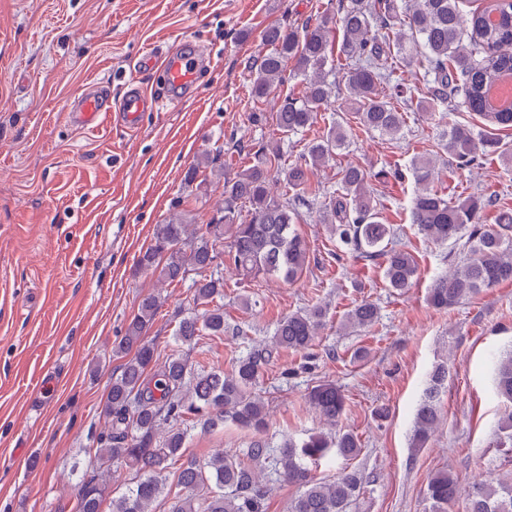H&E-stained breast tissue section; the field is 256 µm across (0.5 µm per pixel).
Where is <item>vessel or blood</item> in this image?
Instances as JSON below:
<instances>
[{
    "instance_id": "1",
    "label": "vessel or blood",
    "mask_w": 512,
    "mask_h": 512,
    "mask_svg": "<svg viewBox=\"0 0 512 512\" xmlns=\"http://www.w3.org/2000/svg\"><path fill=\"white\" fill-rule=\"evenodd\" d=\"M150 65L160 70L165 78L168 89L167 96L154 98L143 88L137 75H130L127 91L122 97L118 113L127 128H134L141 112L160 105L176 103L177 95L191 91L197 77L201 60L199 57L180 52L163 55L149 54ZM110 113L102 93L90 91L78 98L72 105L69 116L80 128L96 130Z\"/></svg>"
}]
</instances>
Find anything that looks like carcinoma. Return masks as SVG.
Segmentation results:
<instances>
[{"instance_id": "1", "label": "carcinoma", "mask_w": 512, "mask_h": 512, "mask_svg": "<svg viewBox=\"0 0 512 512\" xmlns=\"http://www.w3.org/2000/svg\"><path fill=\"white\" fill-rule=\"evenodd\" d=\"M338 21L343 30L340 48H335L331 28L323 19L302 26H274L265 34L267 53L250 66L253 93L265 97L269 90L294 77L302 92L287 95L273 113L281 138L310 129L318 112L336 94L329 81L338 53L345 61L347 96L358 105V123L381 135L394 136L403 125V113L379 91L384 79L381 61L392 54L426 63L430 100L421 105L435 112L448 105V87L461 92L460 106L494 126L512 127V108L489 107L488 92L503 74L512 75V0H492L486 7L464 16L459 0H416L399 12L395 0H339ZM345 143L340 125L308 145L285 175L288 190L301 200L310 185L312 170L322 167ZM445 148L457 166L469 167L492 155L504 154L500 140L474 133L468 125L448 128ZM280 146L261 148L252 162L233 173L224 167L210 174L224 179L223 206L216 210L205 234L189 236V224L180 218L157 226L154 242L138 260L145 270L160 269V277L177 285L195 274L193 303L198 308L179 318L174 336L183 345L203 336L224 334V276L214 269L229 258L244 280L275 278L293 282L309 264L306 239L297 231L300 215L285 193L272 190L275 164L281 161ZM415 190L410 201L411 223L424 239L434 244L462 243L465 259L437 277L428 289V302L446 310L478 296L483 290L512 282V211L503 210L492 224L480 223L482 204L469 199L452 204L431 190L433 169L424 159L410 167ZM367 173L350 165L342 170L341 192L324 199L322 223L346 251L364 261L383 260L388 287L403 291L418 275L415 255L389 245L390 225L380 220L376 200L368 189ZM247 211L249 218L242 217ZM227 244L228 251L219 249ZM161 301L148 293L114 343L117 353L134 352L112 378L108 391L107 432L99 437L98 468L109 472L128 468L136 481L121 496L112 499V512H152L153 503L166 490V476L175 469L177 485L184 490L173 497L169 512H266V490L257 468L272 461L278 476L299 488L288 512H348L363 488L364 477L356 470L333 480H320L312 467L335 456L352 460L361 452L358 438L350 432L332 437L312 434L297 442L291 438L273 450L256 439L246 449L245 464L218 451L206 461L185 454L188 415L201 417L202 425L217 427L229 422L255 435L264 432L266 404L259 384L263 368L277 350L308 352L323 326L325 311L315 305L283 316L271 344L258 347L235 361L231 371L195 375L187 360L173 354L157 362L155 344L148 334ZM378 307L364 301L343 319L348 329L369 328L378 321ZM498 397L512 408V349L491 354ZM448 363L437 364L418 401L411 447L423 448L439 427L440 395L448 384ZM308 402L334 425L345 410V396L331 381L310 389ZM108 486L95 477L77 489L78 512H102ZM466 501L467 512H512V480L495 479L464 486L446 471H437L426 483L424 499L429 512H448V504Z\"/></svg>"}]
</instances>
